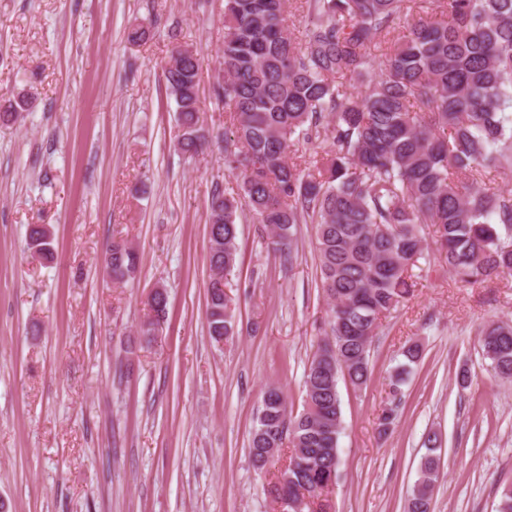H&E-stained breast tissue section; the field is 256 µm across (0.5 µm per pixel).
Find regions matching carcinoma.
Segmentation results:
<instances>
[{"instance_id": "obj_1", "label": "carcinoma", "mask_w": 512, "mask_h": 512, "mask_svg": "<svg viewBox=\"0 0 512 512\" xmlns=\"http://www.w3.org/2000/svg\"><path fill=\"white\" fill-rule=\"evenodd\" d=\"M408 0H303L311 23L297 25L286 0H224L221 80L213 96L226 109L224 163L239 171L237 193L213 190L208 206L212 271L206 319L213 339L237 334L227 291L238 261L237 219L246 207L268 231L274 255L292 259L296 225L311 224L328 331L304 374V406L288 408L276 386L265 389L249 456L264 470L280 455L274 500L308 493L304 512H327L322 485L338 475L342 434L340 381L367 384L370 347L380 320L417 285L420 260L431 263L425 228L439 258L458 280L484 283L512 276V193L490 175L512 178V0H432L446 20L407 18ZM381 58L371 48L394 33ZM164 71L177 104L175 150L207 149L200 124V62L177 50ZM365 90L347 93L336 76ZM303 144L312 160L289 157ZM29 245L53 257L50 232L29 229ZM105 267L115 282L135 277L137 250L114 239ZM140 335L149 342L165 318L167 293L148 301ZM480 348L495 376L512 381V325L493 322ZM389 377L391 396L376 418L388 437L399 417L402 388L422 357L408 343ZM429 450L407 512H431L439 437Z\"/></svg>"}]
</instances>
